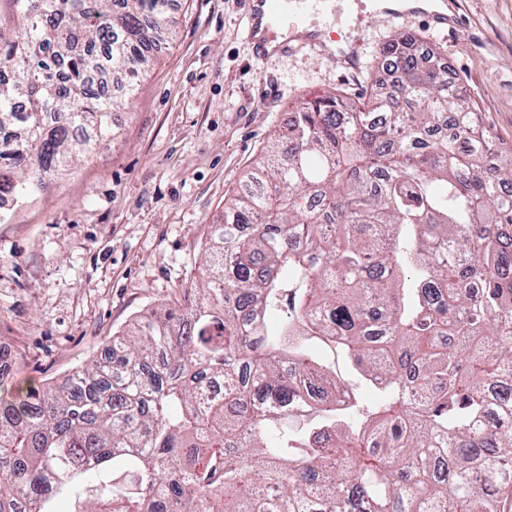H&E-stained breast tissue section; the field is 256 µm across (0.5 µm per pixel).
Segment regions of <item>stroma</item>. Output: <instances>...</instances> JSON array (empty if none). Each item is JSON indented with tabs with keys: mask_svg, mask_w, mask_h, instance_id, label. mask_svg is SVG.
Instances as JSON below:
<instances>
[{
	"mask_svg": "<svg viewBox=\"0 0 512 512\" xmlns=\"http://www.w3.org/2000/svg\"><path fill=\"white\" fill-rule=\"evenodd\" d=\"M336 0L328 31L363 13L365 55L348 76L300 49L260 61L248 0H174L172 39L113 113V137L0 220V345L9 386L62 380L100 358L140 314L183 300L205 270L224 202L285 131L299 102L336 90L354 100L388 77L379 48L401 30L439 48L496 143L512 146V0H452L459 24L390 20Z\"/></svg>",
	"mask_w": 512,
	"mask_h": 512,
	"instance_id": "35a3bbf8",
	"label": "stroma"
}]
</instances>
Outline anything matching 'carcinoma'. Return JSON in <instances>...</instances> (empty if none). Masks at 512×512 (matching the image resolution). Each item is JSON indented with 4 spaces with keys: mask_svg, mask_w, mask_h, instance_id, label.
Masks as SVG:
<instances>
[{
    "mask_svg": "<svg viewBox=\"0 0 512 512\" xmlns=\"http://www.w3.org/2000/svg\"><path fill=\"white\" fill-rule=\"evenodd\" d=\"M0 197L112 137L170 0H13ZM301 104L224 204L206 277L61 384L0 394V512H499L512 490V147L433 50ZM276 316V327L269 318ZM339 350L376 403L336 379ZM348 392L345 404L336 396Z\"/></svg>",
    "mask_w": 512,
    "mask_h": 512,
    "instance_id": "carcinoma-1",
    "label": "carcinoma"
}]
</instances>
